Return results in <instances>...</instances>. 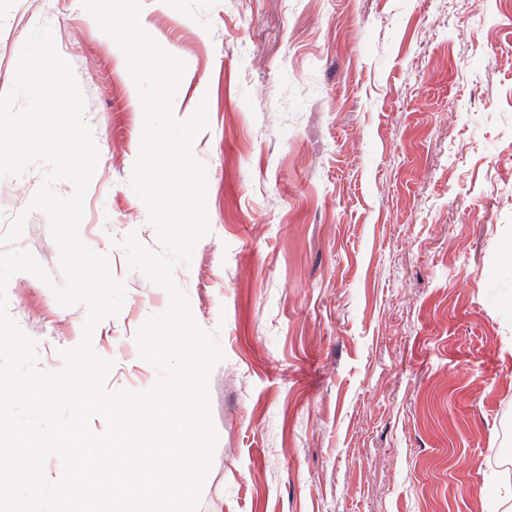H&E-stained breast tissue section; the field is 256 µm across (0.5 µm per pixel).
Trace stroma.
<instances>
[{
    "mask_svg": "<svg viewBox=\"0 0 512 512\" xmlns=\"http://www.w3.org/2000/svg\"><path fill=\"white\" fill-rule=\"evenodd\" d=\"M187 63L178 118L211 235L175 273L219 330V434L199 512H504L512 487V0H142ZM50 26L100 158L81 237L127 296L95 350L113 389L149 387L134 335L166 292L118 242L156 247L129 185L142 111L124 58L79 0H0V95ZM44 172L0 179V237ZM12 242L60 279L43 212ZM9 311L62 367L84 306L14 275Z\"/></svg>",
    "mask_w": 512,
    "mask_h": 512,
    "instance_id": "35a3bbf8",
    "label": "stroma"
}]
</instances>
